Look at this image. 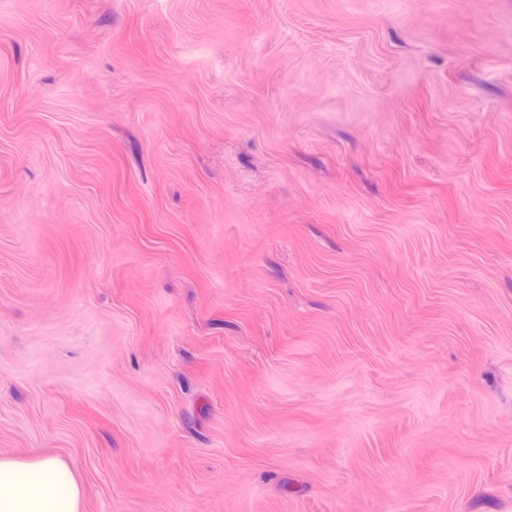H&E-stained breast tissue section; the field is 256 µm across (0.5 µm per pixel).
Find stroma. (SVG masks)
I'll list each match as a JSON object with an SVG mask.
<instances>
[{
    "instance_id": "obj_1",
    "label": "stroma",
    "mask_w": 512,
    "mask_h": 512,
    "mask_svg": "<svg viewBox=\"0 0 512 512\" xmlns=\"http://www.w3.org/2000/svg\"><path fill=\"white\" fill-rule=\"evenodd\" d=\"M81 512H512V0H0V458Z\"/></svg>"
}]
</instances>
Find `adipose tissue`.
<instances>
[{"label":"adipose tissue","mask_w":512,"mask_h":512,"mask_svg":"<svg viewBox=\"0 0 512 512\" xmlns=\"http://www.w3.org/2000/svg\"><path fill=\"white\" fill-rule=\"evenodd\" d=\"M82 491L61 459H0V512H80Z\"/></svg>","instance_id":"adipose-tissue-1"}]
</instances>
